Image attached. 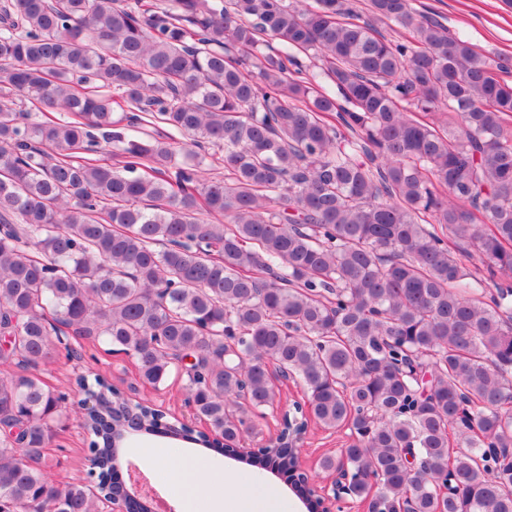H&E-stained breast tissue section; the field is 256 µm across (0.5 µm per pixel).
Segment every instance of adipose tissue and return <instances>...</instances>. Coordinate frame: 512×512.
Masks as SVG:
<instances>
[{
    "instance_id": "ef3b65f1",
    "label": "adipose tissue",
    "mask_w": 512,
    "mask_h": 512,
    "mask_svg": "<svg viewBox=\"0 0 512 512\" xmlns=\"http://www.w3.org/2000/svg\"><path fill=\"white\" fill-rule=\"evenodd\" d=\"M164 467L176 487L208 500V512H279V502L270 492L243 485L215 470L205 458L188 455Z\"/></svg>"
}]
</instances>
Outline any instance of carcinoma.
I'll use <instances>...</instances> for the list:
<instances>
[{
	"mask_svg": "<svg viewBox=\"0 0 512 512\" xmlns=\"http://www.w3.org/2000/svg\"><path fill=\"white\" fill-rule=\"evenodd\" d=\"M511 69L413 0H0V512L126 493L99 376L89 469L55 485L57 343L181 375L245 464L292 474L255 423L284 371L301 420L350 427L320 468L367 512H512Z\"/></svg>",
	"mask_w": 512,
	"mask_h": 512,
	"instance_id": "1",
	"label": "carcinoma"
}]
</instances>
